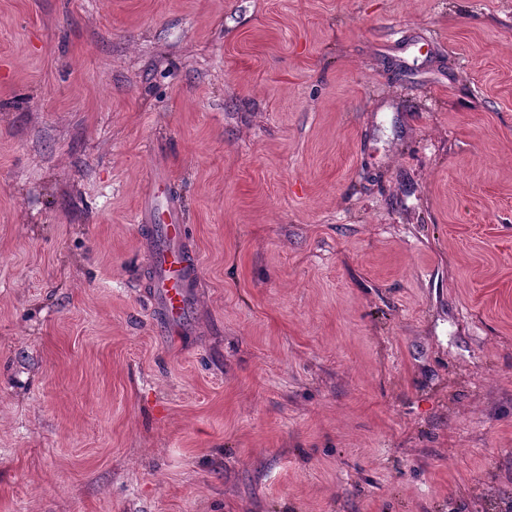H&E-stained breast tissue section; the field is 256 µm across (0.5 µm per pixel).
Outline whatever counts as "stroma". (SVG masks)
<instances>
[{"mask_svg": "<svg viewBox=\"0 0 512 512\" xmlns=\"http://www.w3.org/2000/svg\"><path fill=\"white\" fill-rule=\"evenodd\" d=\"M0 512H512V0H0ZM165 180L155 183L150 207H145L146 221L153 233L145 246L153 252V288L158 309L169 325L183 322L189 305V288L198 272V261L190 260L182 248L181 215L170 196L164 208L157 199L166 187ZM160 240V244L159 241Z\"/></svg>", "mask_w": 512, "mask_h": 512, "instance_id": "1", "label": "stroma"}]
</instances>
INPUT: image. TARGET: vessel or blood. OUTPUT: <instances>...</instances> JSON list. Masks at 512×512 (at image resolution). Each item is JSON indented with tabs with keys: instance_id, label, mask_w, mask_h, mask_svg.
<instances>
[{
	"instance_id": "vessel-or-blood-1",
	"label": "vessel or blood",
	"mask_w": 512,
	"mask_h": 512,
	"mask_svg": "<svg viewBox=\"0 0 512 512\" xmlns=\"http://www.w3.org/2000/svg\"><path fill=\"white\" fill-rule=\"evenodd\" d=\"M146 213L153 228L145 245L153 253L158 309L168 324H178L188 309L189 288L198 272V262L189 258L182 247L181 215L174 202L150 205Z\"/></svg>"
}]
</instances>
